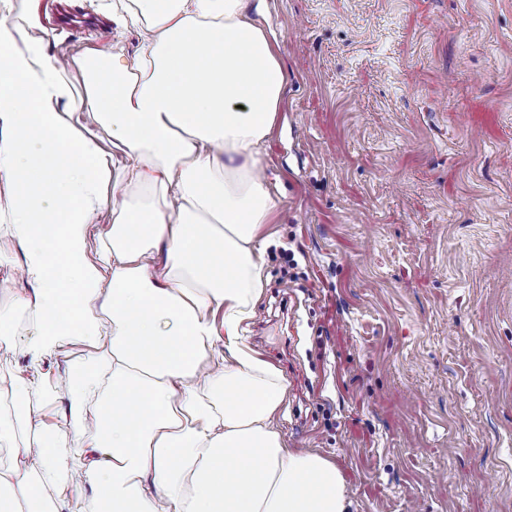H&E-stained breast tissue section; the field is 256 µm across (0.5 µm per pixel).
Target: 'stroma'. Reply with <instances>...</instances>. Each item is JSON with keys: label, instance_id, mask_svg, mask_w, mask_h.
<instances>
[{"label": "stroma", "instance_id": "35a3bbf8", "mask_svg": "<svg viewBox=\"0 0 512 512\" xmlns=\"http://www.w3.org/2000/svg\"><path fill=\"white\" fill-rule=\"evenodd\" d=\"M288 71L261 176L264 293L244 342L283 377L291 450L341 472L351 512H512V0H262ZM47 51L134 31L99 0H39ZM0 406L61 422L8 316ZM54 396L52 412L42 393Z\"/></svg>", "mask_w": 512, "mask_h": 512}]
</instances>
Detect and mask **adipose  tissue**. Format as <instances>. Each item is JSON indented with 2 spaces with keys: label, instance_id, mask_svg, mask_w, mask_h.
<instances>
[{
  "label": "adipose tissue",
  "instance_id": "obj_1",
  "mask_svg": "<svg viewBox=\"0 0 512 512\" xmlns=\"http://www.w3.org/2000/svg\"><path fill=\"white\" fill-rule=\"evenodd\" d=\"M122 3L137 52L78 57L81 95L42 38L3 20L35 18L39 0H0V223L31 285L7 308L27 316L32 370L88 349L63 424L0 421V512H348L336 465L289 449L284 380L241 340L264 288L259 234L280 212L256 174L288 82L279 44L250 0ZM84 110L97 129L71 123ZM131 186L136 201L110 204ZM73 472L92 498H44Z\"/></svg>",
  "mask_w": 512,
  "mask_h": 512
}]
</instances>
